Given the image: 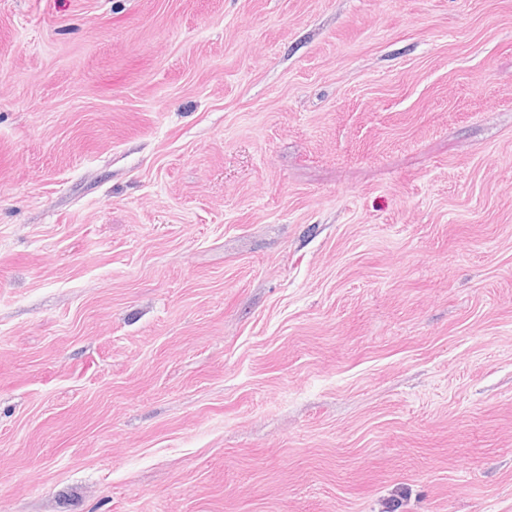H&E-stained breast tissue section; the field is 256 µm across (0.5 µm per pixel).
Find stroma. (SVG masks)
Masks as SVG:
<instances>
[{
	"instance_id": "obj_1",
	"label": "stroma",
	"mask_w": 512,
	"mask_h": 512,
	"mask_svg": "<svg viewBox=\"0 0 512 512\" xmlns=\"http://www.w3.org/2000/svg\"><path fill=\"white\" fill-rule=\"evenodd\" d=\"M0 512H512V0H0Z\"/></svg>"
}]
</instances>
